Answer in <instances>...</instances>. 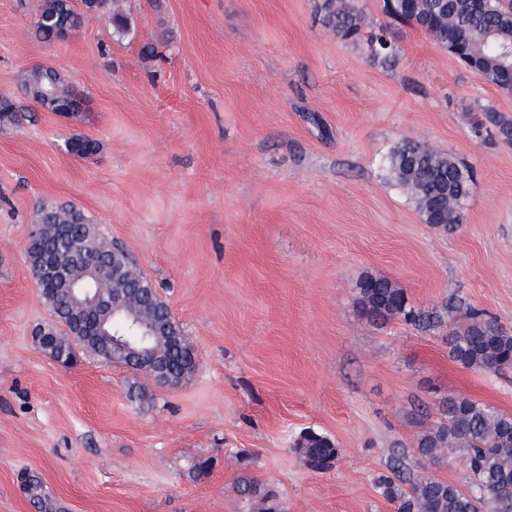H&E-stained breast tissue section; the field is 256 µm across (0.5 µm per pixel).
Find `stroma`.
Masks as SVG:
<instances>
[{
	"label": "stroma",
	"instance_id": "obj_1",
	"mask_svg": "<svg viewBox=\"0 0 512 512\" xmlns=\"http://www.w3.org/2000/svg\"><path fill=\"white\" fill-rule=\"evenodd\" d=\"M390 25L388 66L325 28L315 0H120L125 37L97 19L32 34L39 0H0V512H251L245 473L281 512H396L375 486L398 467L466 487L463 452L431 464L412 414L465 395L512 415V374L453 361L441 333L358 312L364 274L413 304L451 294L512 329V124L506 93L420 29ZM38 64L85 95L66 118L25 98ZM494 117H487V110ZM87 137L94 153L65 143ZM413 140L471 175L462 219L423 223L384 160ZM69 204L126 249L193 345L175 387L78 351L63 366L27 261L42 203ZM340 450L316 473L296 448ZM299 439L296 445L308 467L310 462L316 459L319 460L320 466L310 467L320 468L317 471H328L334 466L335 463H328L330 460H335L338 457V448H336L332 440L317 432L315 434L301 433Z\"/></svg>",
	"mask_w": 512,
	"mask_h": 512
}]
</instances>
